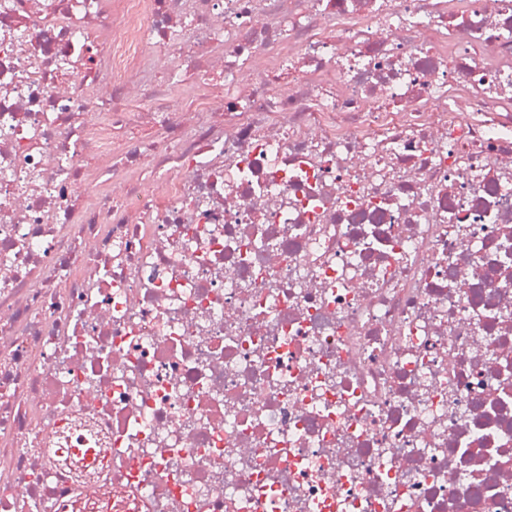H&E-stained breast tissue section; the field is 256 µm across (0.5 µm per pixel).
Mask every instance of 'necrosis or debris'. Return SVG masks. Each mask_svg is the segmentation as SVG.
Masks as SVG:
<instances>
[{"label": "necrosis or debris", "mask_w": 512, "mask_h": 512, "mask_svg": "<svg viewBox=\"0 0 512 512\" xmlns=\"http://www.w3.org/2000/svg\"><path fill=\"white\" fill-rule=\"evenodd\" d=\"M508 240L512 0H0V512H512Z\"/></svg>", "instance_id": "obj_1"}]
</instances>
